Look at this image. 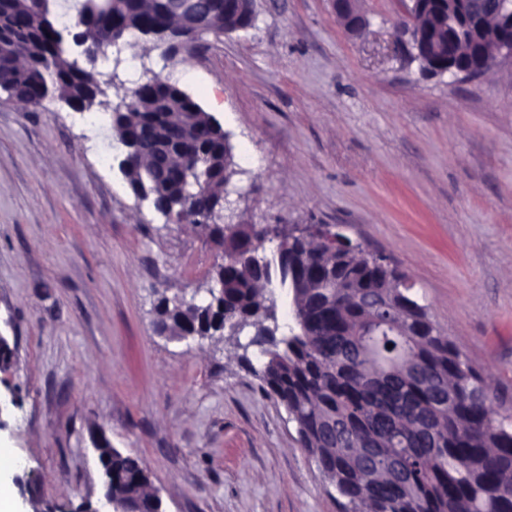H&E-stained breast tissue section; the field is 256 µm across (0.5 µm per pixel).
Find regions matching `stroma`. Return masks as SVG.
<instances>
[{
  "instance_id": "obj_1",
  "label": "stroma",
  "mask_w": 512,
  "mask_h": 512,
  "mask_svg": "<svg viewBox=\"0 0 512 512\" xmlns=\"http://www.w3.org/2000/svg\"><path fill=\"white\" fill-rule=\"evenodd\" d=\"M256 0L250 28L120 44L108 106L172 77L229 137L236 224H335L406 274L512 414V66L450 83L406 50L402 0ZM93 115L0 92V445L20 512H76L102 492L92 444L140 458L165 512H342L258 376L253 327L157 335L160 297L205 301L222 253L138 202L126 149ZM353 0H336V19L350 32H360L366 26L364 16L351 6Z\"/></svg>"
}]
</instances>
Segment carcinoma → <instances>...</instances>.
Here are the masks:
<instances>
[{
  "label": "carcinoma",
  "instance_id": "carcinoma-1",
  "mask_svg": "<svg viewBox=\"0 0 512 512\" xmlns=\"http://www.w3.org/2000/svg\"><path fill=\"white\" fill-rule=\"evenodd\" d=\"M166 0H75L71 55L50 0H0V90L22 106L57 99L89 111L102 93L108 51L126 33L147 34L171 23ZM448 13L479 17L485 53L494 55L498 26L473 7L447 0ZM426 31L442 55L473 56L468 34L426 8L402 24ZM111 126L126 148L121 170L134 195L150 200L169 224H213L224 249V295L180 311L161 297L155 332L171 337L190 327L199 336L229 323L251 325L250 344L266 357L264 390L287 409L301 446L347 500L350 512H512V415L493 405L489 377L479 372L405 287L407 276L347 243L327 252L319 238L288 240L285 265L273 272L238 258L258 249L265 228L210 219L224 201L234 162L219 123L177 84L156 78L128 89ZM331 273L333 288H300ZM278 277L291 295L294 324L277 335V299L266 287ZM372 291L385 305L365 304ZM369 446L377 465L364 472ZM112 496L127 512H155L137 457L105 443Z\"/></svg>",
  "mask_w": 512,
  "mask_h": 512
}]
</instances>
